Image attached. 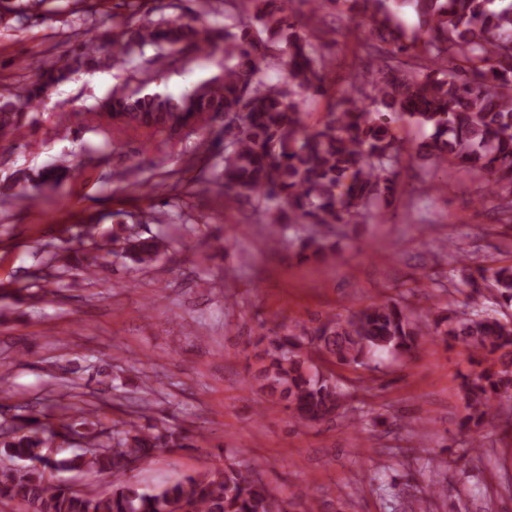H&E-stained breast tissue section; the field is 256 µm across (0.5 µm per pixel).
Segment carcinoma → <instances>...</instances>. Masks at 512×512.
<instances>
[{"label": "carcinoma", "instance_id": "obj_1", "mask_svg": "<svg viewBox=\"0 0 512 512\" xmlns=\"http://www.w3.org/2000/svg\"><path fill=\"white\" fill-rule=\"evenodd\" d=\"M57 0H0V23L17 22L42 10L56 12ZM236 10L238 31L216 29L205 18L212 0H125L130 21L112 40L90 29L66 60L40 68L29 83L0 92V138L13 134L23 114L41 105L82 68L103 61L124 63L150 47V64L174 65L224 44V73L178 97L159 92L128 93L115 88L104 109L128 126L195 129L224 119V194L249 205L268 221L275 247L290 229L307 226L306 246L327 257V244L340 224H356L371 208L398 191L396 168L405 153H416L438 167L458 165L485 175L484 191L512 195V0H225ZM327 4L344 7L365 40L366 80L334 90L326 82L330 61L301 30L305 14ZM181 8L193 23L178 25L166 15ZM409 7L406 27L399 17ZM276 67L282 79L273 83ZM335 100L318 127L305 123L307 106L319 97ZM429 126V139L404 143L381 110ZM62 163L38 178L59 186L67 176ZM91 251L106 257L123 240L124 255L142 266L161 260L164 238L113 237L97 241L86 229ZM467 299L492 295L512 306V264L475 268L457 260L454 268ZM440 340L471 348L480 370L462 377L463 430L477 431L497 416V403L512 400V318L466 309L431 306L416 313L396 301L372 303L344 319L309 332L261 334L255 344L261 368L254 380L274 403L286 402L302 424L330 421L345 393L336 379L321 375L313 356L330 357L352 368L370 367L383 355H411L421 344ZM59 426L94 447L88 454L49 458L54 434L36 419L0 433V502L20 504L23 512H288L285 502L257 473L235 462L185 475L153 490L128 483L131 466L152 453L189 448L188 436L164 424L140 426L115 421L87 431L85 414L66 407ZM108 473L106 497L73 489L59 478L72 470Z\"/></svg>", "mask_w": 512, "mask_h": 512}]
</instances>
